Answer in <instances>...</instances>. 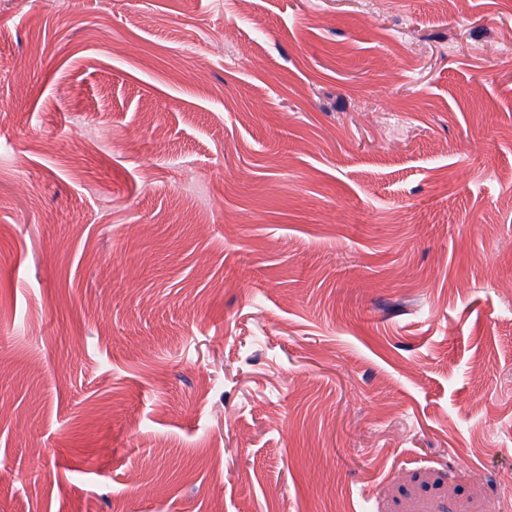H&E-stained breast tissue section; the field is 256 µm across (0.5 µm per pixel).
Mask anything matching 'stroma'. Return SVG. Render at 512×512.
<instances>
[{
	"instance_id": "1",
	"label": "stroma",
	"mask_w": 512,
	"mask_h": 512,
	"mask_svg": "<svg viewBox=\"0 0 512 512\" xmlns=\"http://www.w3.org/2000/svg\"><path fill=\"white\" fill-rule=\"evenodd\" d=\"M512 0H0V512H512Z\"/></svg>"
}]
</instances>
